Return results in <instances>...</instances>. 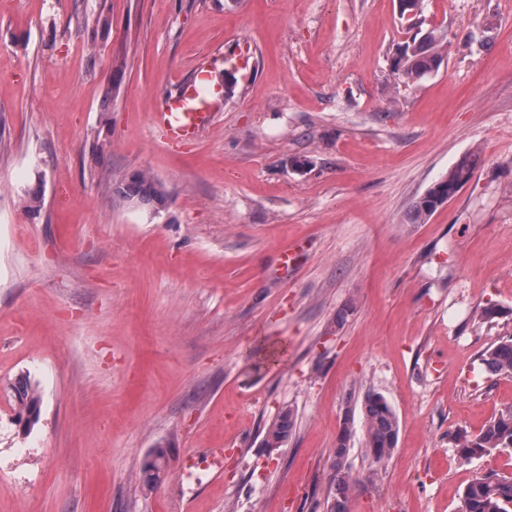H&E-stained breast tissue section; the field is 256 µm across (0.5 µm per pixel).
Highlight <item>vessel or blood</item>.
<instances>
[{
	"mask_svg": "<svg viewBox=\"0 0 512 512\" xmlns=\"http://www.w3.org/2000/svg\"><path fill=\"white\" fill-rule=\"evenodd\" d=\"M214 108L215 94L200 73L177 85L154 113L153 122L168 143L178 144L194 139L209 128L216 117Z\"/></svg>",
	"mask_w": 512,
	"mask_h": 512,
	"instance_id": "obj_1",
	"label": "vessel or blood"
}]
</instances>
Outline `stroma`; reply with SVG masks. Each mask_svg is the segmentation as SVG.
I'll return each instance as SVG.
<instances>
[{"label": "stroma", "instance_id": "35a3bbf8", "mask_svg": "<svg viewBox=\"0 0 512 512\" xmlns=\"http://www.w3.org/2000/svg\"><path fill=\"white\" fill-rule=\"evenodd\" d=\"M419 20L448 46L408 85L398 0H0V512H324L345 429L347 512H462L475 475L512 473V448L463 463L451 439L512 407L480 361L512 339V0ZM204 62L234 94L167 145L151 115ZM134 171L162 207L113 195ZM368 392L399 427L378 472ZM481 160L475 153H469L455 163L448 171V176L435 182L413 207L411 220L421 223L434 213L451 197L449 191L457 193L463 185L468 183L480 166ZM14 403L17 406L19 423H23V431H30L39 420L41 409V393L38 385L27 375L16 379L11 386ZM293 424V413L291 410H284L277 422L266 432L265 443L267 447H276L288 438V431ZM153 458V462H149ZM169 450L164 445L159 444L152 448L148 457L142 465V475L146 486L153 487L163 481L168 470Z\"/></svg>", "mask_w": 512, "mask_h": 512}]
</instances>
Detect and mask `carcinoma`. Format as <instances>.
<instances>
[{"instance_id": "1", "label": "carcinoma", "mask_w": 512, "mask_h": 512, "mask_svg": "<svg viewBox=\"0 0 512 512\" xmlns=\"http://www.w3.org/2000/svg\"><path fill=\"white\" fill-rule=\"evenodd\" d=\"M444 34L430 29L422 35H413L399 46L391 60L392 72L406 84H415L436 71L443 62ZM481 160L475 153H469L455 163L448 176L435 182L413 207L411 220L423 222L438 207L448 201L449 192H458L468 183L480 166ZM124 200L137 201L144 205H163L166 193L163 187L153 182L145 173L134 171L115 188ZM485 370L494 376L512 374V340L487 349L481 358ZM14 403L17 406L18 421L28 432L39 420L41 393L38 385L27 375L16 379L11 386ZM366 430L365 452L375 469L380 470L388 463L397 445L398 423L396 417L379 394L365 395L362 403ZM293 424L291 410L283 411L277 422L266 432L265 443L276 447L288 438ZM348 430H343L336 441V448L330 461V489L326 500L327 512H347L346 500L349 491L346 448ZM458 456L469 461L498 448H512V407L490 420L484 429L472 436L458 432L455 437ZM153 461H144L142 475L146 486L153 487L163 481L168 470L169 450L159 444L149 454ZM463 512H512V475L497 473L481 474L464 488L462 493Z\"/></svg>"}]
</instances>
